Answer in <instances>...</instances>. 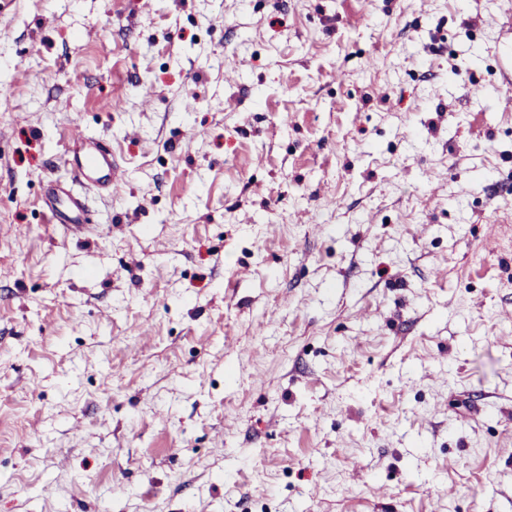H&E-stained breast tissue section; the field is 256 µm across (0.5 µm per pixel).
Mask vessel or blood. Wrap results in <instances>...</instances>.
Returning <instances> with one entry per match:
<instances>
[{"label":"vessel or blood","mask_w":512,"mask_h":512,"mask_svg":"<svg viewBox=\"0 0 512 512\" xmlns=\"http://www.w3.org/2000/svg\"><path fill=\"white\" fill-rule=\"evenodd\" d=\"M64 162L73 181L93 187L101 192L115 193L124 183V178L112 157L109 143L102 137L78 134L71 138ZM46 205L54 223L62 224L71 232L84 228L85 220L78 196L72 195L61 184L49 186Z\"/></svg>","instance_id":"obj_1"}]
</instances>
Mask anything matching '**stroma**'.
I'll return each mask as SVG.
<instances>
[{
    "label": "stroma",
    "mask_w": 512,
    "mask_h": 512,
    "mask_svg": "<svg viewBox=\"0 0 512 512\" xmlns=\"http://www.w3.org/2000/svg\"><path fill=\"white\" fill-rule=\"evenodd\" d=\"M508 45L512 0H0V512H512ZM78 132L126 186L76 235ZM46 196V205L55 224H65L72 233H80L84 229L86 220L79 197L72 195L69 188L59 183L50 185ZM61 201L65 203L62 209L57 207Z\"/></svg>",
    "instance_id": "stroma-1"
}]
</instances>
